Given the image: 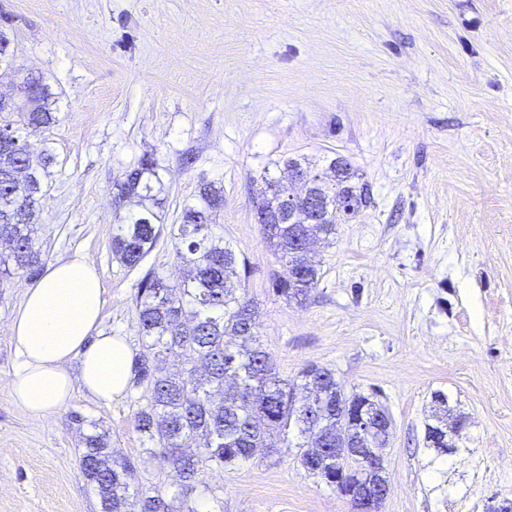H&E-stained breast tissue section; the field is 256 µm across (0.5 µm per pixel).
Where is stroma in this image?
Returning a JSON list of instances; mask_svg holds the SVG:
<instances>
[{"instance_id": "35a3bbf8", "label": "stroma", "mask_w": 512, "mask_h": 512, "mask_svg": "<svg viewBox=\"0 0 512 512\" xmlns=\"http://www.w3.org/2000/svg\"><path fill=\"white\" fill-rule=\"evenodd\" d=\"M17 57L59 95L58 164L38 213L50 261L80 257L102 326L141 350L137 284L178 279L162 235L140 267L110 252L113 186L146 153L178 223L200 178L224 188L215 228L250 274L278 375L330 369L393 421L381 512H490L512 500V0H0ZM192 167H184L185 155ZM343 155L373 203L316 244L305 305L273 293L281 265L253 201L264 169ZM30 281L0 283V512H101L82 477L79 411L143 488L178 486L135 429L142 391L103 403L75 387L49 417L17 405L12 317ZM463 418L455 449L425 442L434 392ZM297 431L189 499L205 512H351L299 463Z\"/></svg>"}]
</instances>
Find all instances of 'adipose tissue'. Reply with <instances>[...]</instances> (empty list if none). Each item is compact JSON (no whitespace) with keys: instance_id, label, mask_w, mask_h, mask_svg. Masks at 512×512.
<instances>
[{"instance_id":"adipose-tissue-1","label":"adipose tissue","mask_w":512,"mask_h":512,"mask_svg":"<svg viewBox=\"0 0 512 512\" xmlns=\"http://www.w3.org/2000/svg\"><path fill=\"white\" fill-rule=\"evenodd\" d=\"M103 294L94 267L79 257L48 265L26 288L9 326L16 360L8 389L16 403L34 414H54L77 381L103 402L126 393L133 352L125 337L102 329ZM73 362L75 376L68 369Z\"/></svg>"}]
</instances>
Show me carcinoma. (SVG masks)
I'll return each mask as SVG.
<instances>
[{
    "mask_svg": "<svg viewBox=\"0 0 512 512\" xmlns=\"http://www.w3.org/2000/svg\"><path fill=\"white\" fill-rule=\"evenodd\" d=\"M17 60L14 39L0 29V64L20 75L25 105L0 109V153L11 155L0 167V275L34 278L48 254L42 250L38 225L30 221L43 195L51 168L57 164L47 132L60 121L56 93L41 77ZM43 137L28 148L31 133ZM276 167L307 172L317 167L309 191L325 206L313 217L297 205L291 224H262V242L278 256L282 271L272 280L275 293L303 303L318 287V264L300 241H327L336 234V205L356 217L371 206L368 183L348 160L322 157L318 164L305 156L288 157ZM261 203L276 211L289 201L293 187L266 171ZM115 196L137 204L113 215L112 259L135 267L149 254L162 233L177 242L181 280L170 282L150 269L134 296L142 349L133 362V383L144 389L145 404L135 415L136 430L147 438L146 452L163 456L180 492L171 495L163 484L144 490L136 485L135 467L114 457L106 435L83 436L80 469L97 491L103 512H198L188 494L201 484L206 470L234 468L268 452L267 437H288L295 427L305 438L301 464L342 496L351 478L336 481V465L348 448H373L374 440L359 429V395L346 397L334 373L319 366L301 370L298 381L281 379L257 332L253 300L239 293V260L214 227L224 211V188L201 179L194 198L183 204L180 223L166 225L160 195L163 183L153 157L142 156L122 181ZM169 355L179 357L184 372L171 374L161 366Z\"/></svg>",
    "mask_w": 512,
    "mask_h": 512,
    "instance_id": "carcinoma-1",
    "label": "carcinoma"
}]
</instances>
